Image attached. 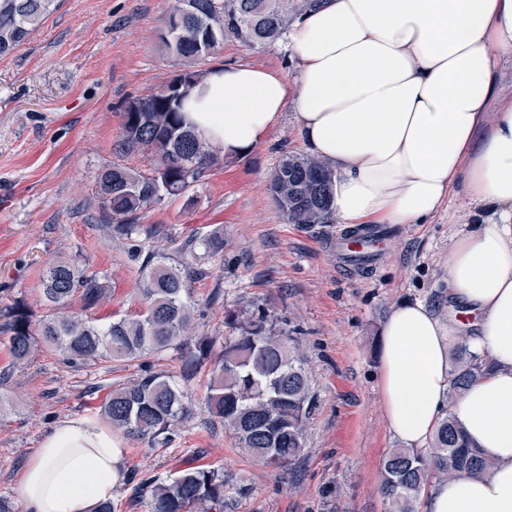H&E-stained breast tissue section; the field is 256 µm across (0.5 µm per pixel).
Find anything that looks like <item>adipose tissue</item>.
<instances>
[{"label": "adipose tissue", "mask_w": 512, "mask_h": 512, "mask_svg": "<svg viewBox=\"0 0 512 512\" xmlns=\"http://www.w3.org/2000/svg\"><path fill=\"white\" fill-rule=\"evenodd\" d=\"M294 78L249 64L213 67L184 120L225 157L250 152L295 102L312 155L335 177L332 213L346 228L419 224L457 189L471 225L448 243L450 307L471 323L404 301L380 332L379 394L405 446L431 440L450 389L456 336L490 369L452 412L491 463L482 477L437 482L426 512H512V105L481 130L512 58V0H320L292 26ZM126 478L110 427L69 419L25 465L24 512H96Z\"/></svg>", "instance_id": "ef3b65f1"}]
</instances>
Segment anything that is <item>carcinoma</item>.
<instances>
[{
  "label": "carcinoma",
  "instance_id": "1",
  "mask_svg": "<svg viewBox=\"0 0 512 512\" xmlns=\"http://www.w3.org/2000/svg\"><path fill=\"white\" fill-rule=\"evenodd\" d=\"M62 0H0V57L10 54L37 31ZM318 0H175L158 37L183 65L169 85L128 103L122 113L121 152L146 151L155 158L153 173L144 175L112 165L97 174V193L109 236L129 241V256L140 262L143 311L100 324L88 313L107 298L106 281L77 260L51 262L43 278L47 312L35 321L28 307L15 302L0 324L13 363L28 361L39 343L56 349L67 363L137 358L187 345L195 328L194 303L186 282L204 275L190 266L177 267L156 248L133 242L134 221L165 196L177 197L201 181L218 155L184 125L183 99L200 78L194 63L213 53L221 40L248 47L284 39L296 19ZM334 172L310 154H286L272 175L269 191L288 223L311 227L331 218ZM79 304L80 311L70 310ZM231 335L212 369L206 405L224 423L239 447L269 467L284 469L304 450L307 422L319 407L297 337L277 326L265 304L233 313ZM485 363L471 353L469 337L453 346L451 389L429 448H394L385 457L383 497L390 512H415L431 481L462 474L480 476L490 463L468 446L451 405ZM191 408L170 377L146 368L136 381L109 393L102 415L129 438L167 443ZM148 499L150 512H224V471L189 467L161 479L142 477L134 486Z\"/></svg>",
  "mask_w": 512,
  "mask_h": 512
}]
</instances>
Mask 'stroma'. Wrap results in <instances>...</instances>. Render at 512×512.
I'll use <instances>...</instances> for the list:
<instances>
[{
  "mask_svg": "<svg viewBox=\"0 0 512 512\" xmlns=\"http://www.w3.org/2000/svg\"><path fill=\"white\" fill-rule=\"evenodd\" d=\"M173 5L62 0L40 30L0 58V308L19 300L34 316L45 314L43 271L67 258L105 276L111 293L94 313L99 322L142 311L139 265L127 241L102 225L96 176L113 164L145 173L153 167L148 152L125 154L117 145L128 102L180 70L158 38ZM239 63L288 77L296 72L282 41L255 48L224 41L196 68ZM295 112L288 105L250 154L221 161L183 196L140 216V240L172 264L204 272L188 282L197 309L191 340L209 342L212 355L192 372L178 350L71 365L43 345L15 367L0 335V371L13 373L5 389L13 408L0 413V497L19 503L23 467L51 429L67 419L99 418L109 392L149 367L175 381L192 414L165 446L113 430L127 473L164 478L188 467L223 469L224 512H389L380 493L383 462L400 442L388 430L378 393L380 329L406 300L447 313L448 240L471 203L460 192L428 223L372 225L385 242L382 251L372 264L349 262L336 248L342 225L288 223L270 195L281 157L306 151ZM215 231L224 239L216 255L203 244ZM192 237L194 249L183 251ZM256 303L297 330L319 399L303 455L283 470L245 453L205 405L211 358L230 333L226 314Z\"/></svg>",
  "mask_w": 512,
  "mask_h": 512,
  "instance_id": "35a3bbf8",
  "label": "stroma"
}]
</instances>
